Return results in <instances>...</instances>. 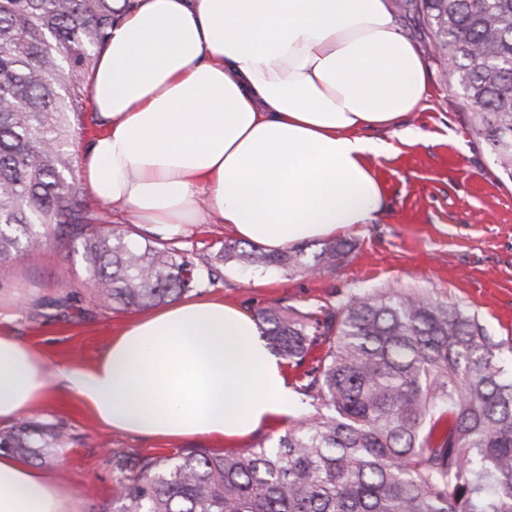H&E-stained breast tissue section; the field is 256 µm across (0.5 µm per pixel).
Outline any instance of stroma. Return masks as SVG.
<instances>
[{"instance_id":"1","label":"stroma","mask_w":512,"mask_h":512,"mask_svg":"<svg viewBox=\"0 0 512 512\" xmlns=\"http://www.w3.org/2000/svg\"><path fill=\"white\" fill-rule=\"evenodd\" d=\"M429 96L400 130H371L390 150L373 167L387 203L371 223L340 231L353 248L333 272L308 274L271 268L257 279L252 268L217 260L234 240L221 224H187L172 244L194 264L195 293L223 299L249 313L273 306L299 311L336 304L351 292L381 288L420 290L457 305L505 344H512V181L489 146L469 130L472 110L445 65L428 61ZM454 155L446 166L445 155ZM135 313L105 305L83 283L78 257L56 239L38 253L12 261L0 274V328L16 332L49 360L76 369L95 364ZM64 434L35 467L69 483L82 512H112L119 462L163 457L180 449L238 454L273 445L288 429L274 422L250 438L202 436L151 440L101 427L74 396L55 394L50 407L25 416Z\"/></svg>"}]
</instances>
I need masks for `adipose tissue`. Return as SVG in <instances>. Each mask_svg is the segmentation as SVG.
I'll list each match as a JSON object with an SVG mask.
<instances>
[{
  "label": "adipose tissue",
  "instance_id": "1",
  "mask_svg": "<svg viewBox=\"0 0 512 512\" xmlns=\"http://www.w3.org/2000/svg\"><path fill=\"white\" fill-rule=\"evenodd\" d=\"M89 76L103 131L85 189L131 223L177 235L216 222L279 252L371 223V159L428 96L421 48L390 0H114ZM253 316L188 297L139 315L97 363L51 364L0 329V423L76 397L106 429L150 439L244 438L300 411ZM0 512H81L74 489L0 456Z\"/></svg>",
  "mask_w": 512,
  "mask_h": 512
}]
</instances>
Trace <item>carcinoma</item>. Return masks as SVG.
<instances>
[{"instance_id":"obj_1","label":"carcinoma","mask_w":512,"mask_h":512,"mask_svg":"<svg viewBox=\"0 0 512 512\" xmlns=\"http://www.w3.org/2000/svg\"><path fill=\"white\" fill-rule=\"evenodd\" d=\"M114 0H0V268L45 245L73 244L104 303L147 309L192 291V262L165 242L103 229L80 196L74 121ZM433 58L472 108L471 130L512 180V0H405ZM343 239L277 254L253 243L217 259L246 267L334 270ZM270 349L301 366L314 408L271 448L145 457L119 482L117 512H512V372L502 344L464 309L414 290L354 293L317 312L265 308ZM41 458L30 427L0 450Z\"/></svg>"}]
</instances>
